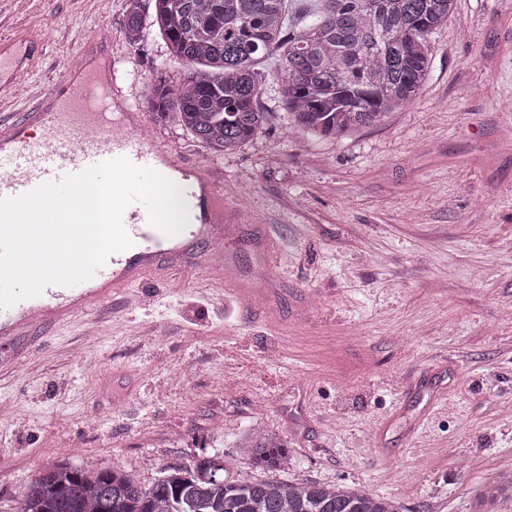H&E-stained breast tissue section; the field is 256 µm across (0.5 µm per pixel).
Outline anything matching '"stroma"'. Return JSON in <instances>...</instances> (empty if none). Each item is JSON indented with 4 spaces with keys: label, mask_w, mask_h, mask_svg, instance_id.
<instances>
[{
    "label": "stroma",
    "mask_w": 512,
    "mask_h": 512,
    "mask_svg": "<svg viewBox=\"0 0 512 512\" xmlns=\"http://www.w3.org/2000/svg\"><path fill=\"white\" fill-rule=\"evenodd\" d=\"M0 0V34L50 51L36 95L100 28L136 111L185 82L159 36L130 43L125 0ZM421 96L342 139L292 127L275 85L263 130L218 156L174 123L154 133L215 180L234 227L228 274L202 255L20 336L0 355V512L57 462L143 485L256 426L279 434L284 481L346 483L399 512H472L512 469V0H456L430 37ZM242 377L225 393L227 376Z\"/></svg>",
    "instance_id": "obj_1"
}]
</instances>
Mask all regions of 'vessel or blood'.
<instances>
[{
  "label": "vessel or blood",
  "instance_id": "1",
  "mask_svg": "<svg viewBox=\"0 0 512 512\" xmlns=\"http://www.w3.org/2000/svg\"><path fill=\"white\" fill-rule=\"evenodd\" d=\"M46 48L39 36L0 39V89L15 88L18 76L28 73ZM74 55V62L65 65V86L43 89L21 121L10 124L0 115V197L17 196L43 182L124 157L139 167L182 172L184 193L201 209L202 224L192 230L193 240L209 246L223 242L231 233L223 224V189L207 170L174 156L155 137L142 135L143 117L131 112L111 66V39L90 36ZM33 124L44 133L30 142L24 130ZM121 222L132 247L111 253L90 279L69 287L48 286L42 293L45 308L24 299L0 309L1 349L46 321L64 320L74 309L105 301L115 289L138 283L145 273L178 263L180 250L159 249L164 234L150 224L143 203L129 204Z\"/></svg>",
  "mask_w": 512,
  "mask_h": 512
}]
</instances>
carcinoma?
Listing matches in <instances>:
<instances>
[{
    "instance_id": "carcinoma-1",
    "label": "carcinoma",
    "mask_w": 512,
    "mask_h": 512,
    "mask_svg": "<svg viewBox=\"0 0 512 512\" xmlns=\"http://www.w3.org/2000/svg\"><path fill=\"white\" fill-rule=\"evenodd\" d=\"M289 0H127L126 37L157 32L169 57L192 67L178 87L152 86L154 122L173 121L213 153L237 150L265 126L259 108L266 75L259 61L277 56L272 79L295 126L338 139L380 124L423 91L427 37L455 0H323L299 19ZM247 464L288 467V446L254 429L239 445ZM512 499V472L479 494L476 512ZM18 512H399L385 496L343 484L252 480L214 452L143 486L120 469L59 463L24 487Z\"/></svg>"
}]
</instances>
